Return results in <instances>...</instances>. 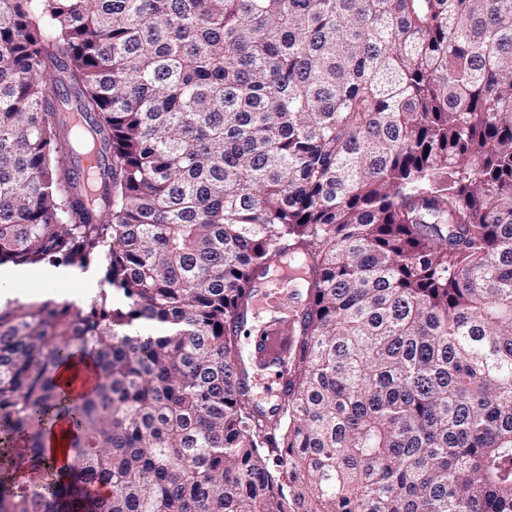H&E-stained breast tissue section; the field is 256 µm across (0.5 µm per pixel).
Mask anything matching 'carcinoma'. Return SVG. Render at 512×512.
Wrapping results in <instances>:
<instances>
[{
  "instance_id": "carcinoma-1",
  "label": "carcinoma",
  "mask_w": 512,
  "mask_h": 512,
  "mask_svg": "<svg viewBox=\"0 0 512 512\" xmlns=\"http://www.w3.org/2000/svg\"><path fill=\"white\" fill-rule=\"evenodd\" d=\"M94 263L0 307V512H512V0H0V267ZM275 276H259L252 292V304L270 308L281 314L271 319L260 336L259 358L266 368L279 369L288 354L290 336L294 334L295 290L288 267L279 266ZM98 269L99 271L96 272L94 269L82 271L74 270L68 267H58L50 273L37 271L30 274V276H38L41 274L48 280L21 281V279L19 280L20 274L17 271L7 267H1L0 305L6 303L7 301H24V297L18 292L17 288H21L22 291L28 294L26 301L19 304L40 302L50 298L62 303H84L92 297V294L89 290L84 288L83 284L79 280L76 279L82 280L89 288L96 289L98 288L99 276V288H105L107 285L103 283L104 274L100 266H98ZM16 282V288H12L13 284ZM52 282L66 285L59 286L53 284ZM29 285H33L34 288H27Z\"/></svg>"
}]
</instances>
